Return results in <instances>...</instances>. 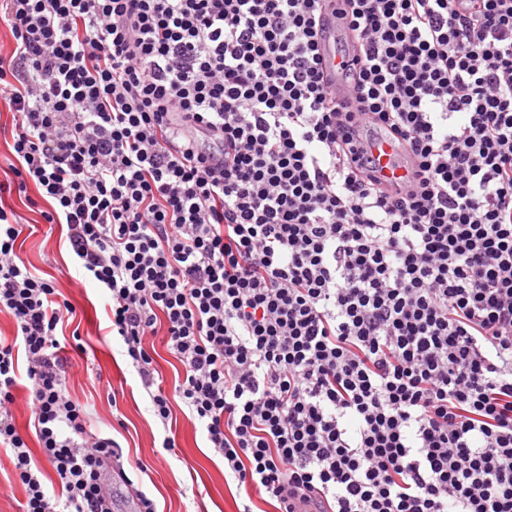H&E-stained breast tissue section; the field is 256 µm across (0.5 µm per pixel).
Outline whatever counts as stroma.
<instances>
[{
  "label": "stroma",
  "instance_id": "1",
  "mask_svg": "<svg viewBox=\"0 0 512 512\" xmlns=\"http://www.w3.org/2000/svg\"><path fill=\"white\" fill-rule=\"evenodd\" d=\"M8 202L25 211L35 227L17 242L21 257L52 280L77 309L74 326L86 342L88 354L73 368L69 392L83 408L91 431L118 443L119 465L134 480L130 486L114 484L116 512H135L140 490L155 501L158 512H241L246 505L253 512H276L273 502L248 497L233 478L225 477L223 457L209 448L205 434L189 422L181 406H173L168 423L154 416L151 400L122 341L110 333L108 299L85 281L67 247L65 229L45 224L41 212L46 202H39L34 211L19 197H9ZM110 389L117 393L114 414L118 423L114 426L103 419ZM168 434L177 443L171 451L162 446ZM140 462L147 465L146 474L138 473Z\"/></svg>",
  "mask_w": 512,
  "mask_h": 512
}]
</instances>
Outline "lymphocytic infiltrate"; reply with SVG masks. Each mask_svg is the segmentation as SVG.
<instances>
[{
	"mask_svg": "<svg viewBox=\"0 0 512 512\" xmlns=\"http://www.w3.org/2000/svg\"><path fill=\"white\" fill-rule=\"evenodd\" d=\"M325 2L0 0L21 512H112L119 455L69 394L77 310L17 250L29 221L1 197L31 188L154 415L179 401L238 486L277 512H512V0H344L351 110L324 80ZM361 115L417 159L410 187H381ZM154 347L156 350V354H154V367L159 375L162 376L169 385H172L174 378L177 377L179 365L166 350L161 340H155Z\"/></svg>",
	"mask_w": 512,
	"mask_h": 512,
	"instance_id": "f902f5d3",
	"label": "lymphocytic infiltrate"
}]
</instances>
